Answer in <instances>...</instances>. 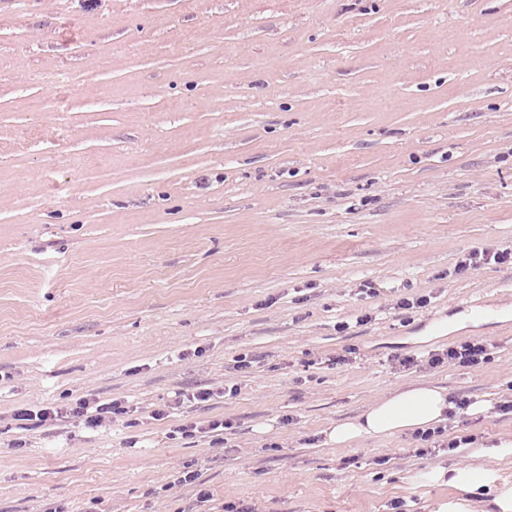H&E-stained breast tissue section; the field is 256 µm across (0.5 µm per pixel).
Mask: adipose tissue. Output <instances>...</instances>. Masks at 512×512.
<instances>
[{"instance_id": "obj_1", "label": "adipose tissue", "mask_w": 512, "mask_h": 512, "mask_svg": "<svg viewBox=\"0 0 512 512\" xmlns=\"http://www.w3.org/2000/svg\"><path fill=\"white\" fill-rule=\"evenodd\" d=\"M452 406L446 389L418 384L381 398L354 418L329 426L325 431L326 442L345 446L412 434L444 423L445 413Z\"/></svg>"}]
</instances>
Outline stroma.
<instances>
[{"label": "stroma", "instance_id": "obj_1", "mask_svg": "<svg viewBox=\"0 0 512 512\" xmlns=\"http://www.w3.org/2000/svg\"><path fill=\"white\" fill-rule=\"evenodd\" d=\"M506 248L512 0H0V512H443L432 466L499 512L511 414H458L454 454L324 431L422 383L512 396V264L455 269ZM474 303L509 315L429 335ZM83 398L130 411L14 418ZM491 262L494 264H512V250H482L469 252L463 255L458 261L456 270L458 272L476 271L485 265L491 264ZM493 343L487 340L467 341L463 344L448 347L442 352H429L423 357H406L403 364L408 367H424L435 369L444 364L448 366L472 367L487 363ZM237 388L235 386L226 387L224 388H217L213 389L210 387L205 388H197L192 391H182L179 392L177 397L174 399L173 403L170 404V407L172 410H179V408H182L184 404L191 403V404H199V403H205L209 402L212 399H215V397H226V396H232L236 394Z\"/></svg>", "mask_w": 512, "mask_h": 512}]
</instances>
